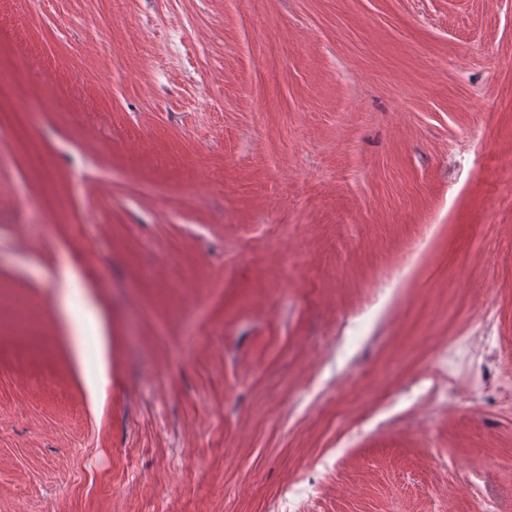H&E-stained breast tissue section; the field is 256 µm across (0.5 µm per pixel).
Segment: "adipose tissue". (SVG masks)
Masks as SVG:
<instances>
[{"instance_id":"adipose-tissue-1","label":"adipose tissue","mask_w":512,"mask_h":512,"mask_svg":"<svg viewBox=\"0 0 512 512\" xmlns=\"http://www.w3.org/2000/svg\"><path fill=\"white\" fill-rule=\"evenodd\" d=\"M58 286L60 307L64 316L72 323L73 345L77 357L85 367L87 385L90 390H97L106 378V349L101 346L96 354H89L85 330L87 326L100 325L99 311L72 267H62Z\"/></svg>"}]
</instances>
